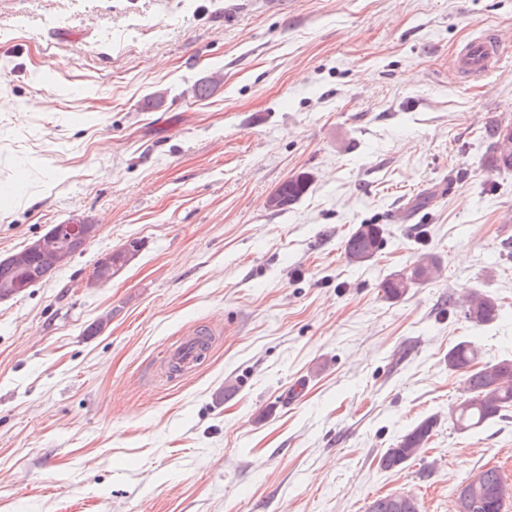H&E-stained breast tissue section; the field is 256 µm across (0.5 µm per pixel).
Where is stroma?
<instances>
[{"instance_id":"obj_1","label":"stroma","mask_w":512,"mask_h":512,"mask_svg":"<svg viewBox=\"0 0 512 512\" xmlns=\"http://www.w3.org/2000/svg\"><path fill=\"white\" fill-rule=\"evenodd\" d=\"M486 31L512 33V0H0V258L100 227L0 301V512H365L398 491L455 512L477 469L512 484V412L448 419L451 346L512 359V170L485 136L512 122V43L480 83L452 68ZM302 171L308 193L268 210ZM360 224L383 244L358 267ZM421 254L441 275L387 298ZM471 289L492 322L464 319ZM214 326L192 372H160ZM429 416L425 452L381 469ZM311 180V174L307 172L294 174L288 177V179L284 180L277 186L282 197L281 205L279 191L278 189H275L267 197V208L269 210H274L272 212L277 214L288 212L306 195L310 188ZM99 232L98 224H92L84 217H71L62 224L53 225L44 235L28 243L21 251L1 258V268L19 270L29 263L24 270L11 277H17L22 283H29L28 288H31L45 280L50 273L43 266L56 268L75 251L94 240ZM62 235L67 236L66 245H60L58 242ZM80 251L82 249L78 252ZM34 257L38 258L43 266ZM382 235L381 225L360 224L344 244V255L348 264L362 266L369 262L381 247ZM498 312V305L494 298L478 289L468 293L463 305L464 317L479 326L492 322ZM178 346L169 350L167 360H172L180 364L183 369L193 366L198 359L201 344L198 342L197 336H211L209 332L203 330H193Z\"/></svg>"}]
</instances>
